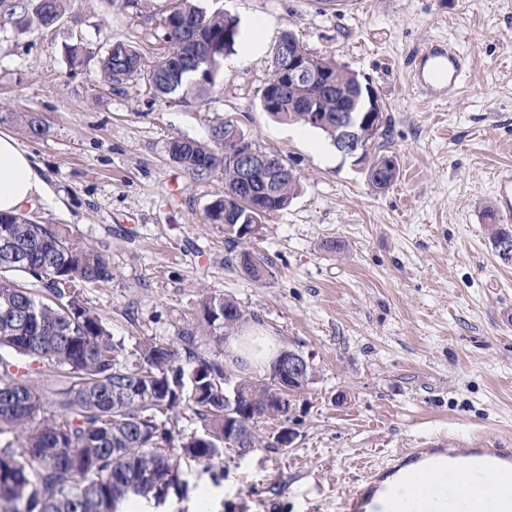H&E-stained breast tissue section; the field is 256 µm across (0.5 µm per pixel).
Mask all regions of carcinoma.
I'll return each instance as SVG.
<instances>
[{
  "label": "carcinoma",
  "mask_w": 512,
  "mask_h": 512,
  "mask_svg": "<svg viewBox=\"0 0 512 512\" xmlns=\"http://www.w3.org/2000/svg\"><path fill=\"white\" fill-rule=\"evenodd\" d=\"M68 0H53L47 15L40 0H14L0 19L22 32L51 26L67 11ZM166 48L152 60L135 45L119 42L100 57L103 83L112 89L134 79L145 80L154 95H207L224 55L233 50L237 19L209 12L198 0H169L158 22ZM326 78L339 93L326 94L321 84L283 86L277 66L263 92L277 101L267 113L274 119L322 131L336 140V113L361 107L358 76L333 59H320ZM324 113L315 125L309 111ZM214 127L207 142L177 137L170 141L174 163L194 178L224 174V197L206 211L207 221L233 225L234 242H253L250 225L283 209L299 191V176L286 159L279 195L238 191V171L230 156L233 145ZM388 124L362 147L363 158L382 157ZM16 241L17 258L0 259V512H118L116 502L136 496L160 501L190 491L189 468L211 470L224 460V396L235 388L246 392L238 424L247 442H257L256 427L269 418L277 394L274 378L236 373L242 363L224 356V333L244 319L239 305L226 297L201 300L204 323L215 344L204 357L189 330L175 339L154 338L128 349L116 339L104 318L82 298L84 286L112 280L106 259L77 246L49 224L25 213H0V241ZM261 281L270 274L267 259L244 250ZM42 284L39 293L16 275ZM57 374L62 389L35 384V363ZM190 412L192 429L178 428L180 414Z\"/></svg>",
  "instance_id": "obj_1"
}]
</instances>
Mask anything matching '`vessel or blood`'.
<instances>
[{"label": "vessel or blood", "mask_w": 512, "mask_h": 512, "mask_svg": "<svg viewBox=\"0 0 512 512\" xmlns=\"http://www.w3.org/2000/svg\"><path fill=\"white\" fill-rule=\"evenodd\" d=\"M415 87L434 100L453 96L469 63L455 47L442 40L423 43L409 58ZM499 209L512 218V169L496 176ZM426 461L428 473L411 479L406 496L420 512H496L505 484L512 481V448L486 447L482 438H472L466 447L439 436L427 448H404L389 456L387 472ZM387 472H373L348 487L339 497L336 512H402L395 495L379 498Z\"/></svg>", "instance_id": "vessel-or-blood-1"}]
</instances>
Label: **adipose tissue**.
Instances as JSON below:
<instances>
[{"label": "adipose tissue", "mask_w": 512, "mask_h": 512, "mask_svg": "<svg viewBox=\"0 0 512 512\" xmlns=\"http://www.w3.org/2000/svg\"><path fill=\"white\" fill-rule=\"evenodd\" d=\"M49 192L28 151L13 136L0 133V212H20Z\"/></svg>", "instance_id": "obj_1"}]
</instances>
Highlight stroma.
<instances>
[{
  "label": "stroma",
  "mask_w": 512,
  "mask_h": 512,
  "mask_svg": "<svg viewBox=\"0 0 512 512\" xmlns=\"http://www.w3.org/2000/svg\"><path fill=\"white\" fill-rule=\"evenodd\" d=\"M167 0H69L55 25L0 26V132L31 154L50 188L25 208L101 253L110 282L85 303L126 347L195 332L203 296L232 298L237 329H258L277 349L301 352L313 372L287 419L263 421L245 452L227 449L222 472L193 468L211 512H336L368 462L448 436L512 447V265L495 256L487 211L498 208V171L512 168V0H201L264 25L255 55L234 50L200 100L156 97L140 80L99 88L96 63L71 67L68 47L94 55L113 42L158 46ZM369 80L389 120L396 181L374 191L319 130L292 135L260 108L282 32ZM440 38L470 69L453 97L415 89L407 61ZM44 131L29 136L21 113ZM231 120L300 177L288 207L263 222L264 282L239 265L242 247L205 220L224 178L195 179L169 156L176 137L205 140ZM290 447H271L281 427Z\"/></svg>",
  "instance_id": "stroma-1"
}]
</instances>
